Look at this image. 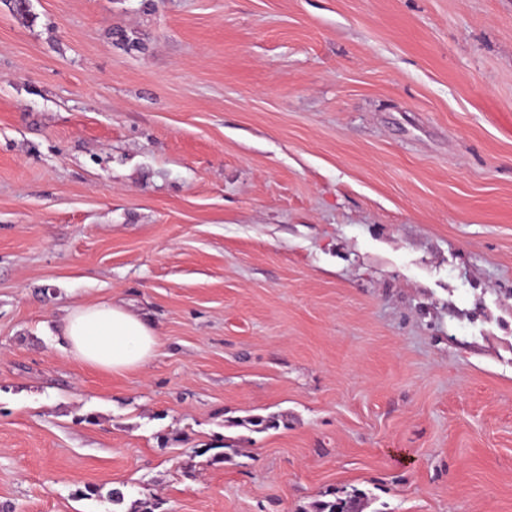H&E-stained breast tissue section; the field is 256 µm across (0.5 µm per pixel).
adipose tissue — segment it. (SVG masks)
I'll return each instance as SVG.
<instances>
[{"label": "adipose tissue", "mask_w": 512, "mask_h": 512, "mask_svg": "<svg viewBox=\"0 0 512 512\" xmlns=\"http://www.w3.org/2000/svg\"><path fill=\"white\" fill-rule=\"evenodd\" d=\"M62 334L74 357L112 373L142 368L160 347L152 325L126 306L112 301L70 308Z\"/></svg>", "instance_id": "obj_1"}]
</instances>
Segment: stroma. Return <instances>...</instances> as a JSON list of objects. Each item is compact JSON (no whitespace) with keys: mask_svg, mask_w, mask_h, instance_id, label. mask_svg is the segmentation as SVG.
<instances>
[{"mask_svg":"<svg viewBox=\"0 0 512 512\" xmlns=\"http://www.w3.org/2000/svg\"><path fill=\"white\" fill-rule=\"evenodd\" d=\"M329 487L512 512V0H0V512ZM62 336L74 357L112 373L142 368L157 355L160 347L152 325L126 306L112 301L70 308Z\"/></svg>","mask_w":512,"mask_h":512,"instance_id":"35a3bbf8","label":"stroma"}]
</instances>
